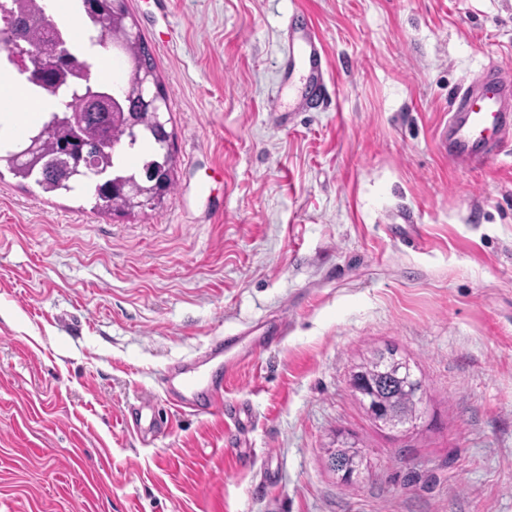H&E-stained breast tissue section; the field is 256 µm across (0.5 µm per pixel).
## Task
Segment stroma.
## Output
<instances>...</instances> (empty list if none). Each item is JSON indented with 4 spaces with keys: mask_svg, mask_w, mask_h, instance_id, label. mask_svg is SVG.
<instances>
[{
    "mask_svg": "<svg viewBox=\"0 0 512 512\" xmlns=\"http://www.w3.org/2000/svg\"><path fill=\"white\" fill-rule=\"evenodd\" d=\"M311 17L327 102L269 112L282 29ZM167 98L175 187L98 210L0 167V512H512V151L434 144L460 85L512 73V0H128ZM288 319L226 388L253 425L119 423L175 361ZM395 349L406 433L350 377ZM356 440L344 484L326 454ZM327 448L329 465L335 472L342 473L341 479L345 483L352 482L354 477H358L366 460L362 448L358 447L355 441L349 438H336L332 442V447Z\"/></svg>",
    "mask_w": 512,
    "mask_h": 512,
    "instance_id": "obj_1",
    "label": "stroma"
}]
</instances>
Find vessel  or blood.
Here are the masks:
<instances>
[{"label": "vessel or blood", "instance_id": "vessel-or-blood-1", "mask_svg": "<svg viewBox=\"0 0 512 512\" xmlns=\"http://www.w3.org/2000/svg\"><path fill=\"white\" fill-rule=\"evenodd\" d=\"M280 60V81L271 94L272 112L294 116L315 112L325 104L328 61L322 40L303 9H292ZM439 151L460 168L487 165L512 145V77L489 67L454 96L447 122L437 137ZM274 336H219L205 351L168 367L161 378L170 407L179 413L221 414L235 429L250 427L253 414L245 403L224 395L233 375L254 352L277 344ZM123 427H135L141 437L164 431L154 394L141 395L138 405L122 410Z\"/></svg>", "mask_w": 512, "mask_h": 512}]
</instances>
